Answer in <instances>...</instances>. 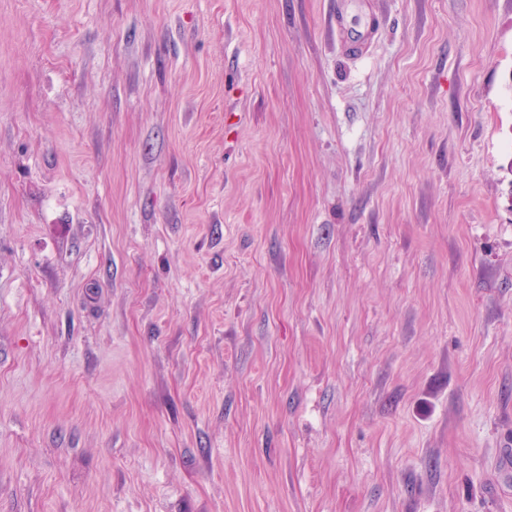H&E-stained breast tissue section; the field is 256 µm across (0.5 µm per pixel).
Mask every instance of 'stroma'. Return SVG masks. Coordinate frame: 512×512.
Here are the masks:
<instances>
[{"label": "stroma", "instance_id": "stroma-1", "mask_svg": "<svg viewBox=\"0 0 512 512\" xmlns=\"http://www.w3.org/2000/svg\"><path fill=\"white\" fill-rule=\"evenodd\" d=\"M0 512H512V0H0Z\"/></svg>", "mask_w": 512, "mask_h": 512}]
</instances>
